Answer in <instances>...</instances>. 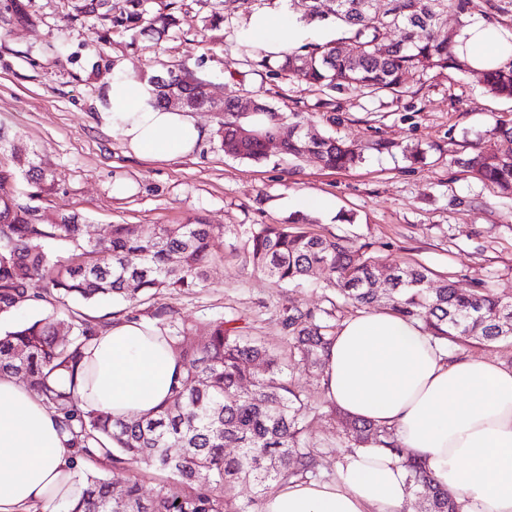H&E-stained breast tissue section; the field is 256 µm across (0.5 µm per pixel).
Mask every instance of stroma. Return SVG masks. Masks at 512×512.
<instances>
[{"label": "stroma", "mask_w": 512, "mask_h": 512, "mask_svg": "<svg viewBox=\"0 0 512 512\" xmlns=\"http://www.w3.org/2000/svg\"><path fill=\"white\" fill-rule=\"evenodd\" d=\"M16 2L0 0V128L16 149L37 151L57 184L42 193L20 178L15 194L45 220L78 215L92 238L106 237L114 224H182L195 215L213 224L224 255L211 263L207 288L151 301L188 320L186 343L197 342L217 318L239 317L248 335L288 355V309L321 305L326 290L318 276L300 287L275 286L245 263L244 230L287 222L280 200L309 192L336 202L335 216L313 214L310 231L379 242L385 267L419 263L460 291L483 280L512 299V197L448 160L449 148L466 155L475 139L484 152H496L498 140L484 131L512 119V100L487 94L478 76L452 70L408 82L399 95L370 97L328 95L255 71L237 51L236 32L253 11L279 9V0H247L212 31L203 21L219 0H149V15L176 18L160 39L113 30L110 19L82 13L83 0H30L25 19L16 17ZM160 60L197 66L216 99L246 104L260 96L280 111L299 113L306 133L367 145L365 160L334 171L309 156L289 159L273 146L260 162L236 158L224 153L216 115L205 111L195 115L206 135L191 155L138 158L105 127L95 102L116 72L140 76ZM407 143L426 148L425 162L403 157L399 147ZM346 213L353 223L343 222ZM292 382L313 407L306 436L320 455L321 480H330L347 431L332 415L320 378L297 372Z\"/></svg>", "instance_id": "1"}]
</instances>
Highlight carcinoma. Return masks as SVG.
Instances as JSON below:
<instances>
[{"label":"carcinoma","instance_id":"1","mask_svg":"<svg viewBox=\"0 0 512 512\" xmlns=\"http://www.w3.org/2000/svg\"><path fill=\"white\" fill-rule=\"evenodd\" d=\"M143 2L85 0L82 12L110 16L112 27L125 31L145 24L161 33L176 24L171 13L146 18ZM245 2L220 0L224 11L214 12L204 26L218 27L223 12ZM373 2L309 0L307 17L330 20L340 30L336 41H308L275 61L263 49L243 44L245 62L326 94L350 90L367 96L399 94L408 80L430 73L469 72L456 55V33L443 35L440 25L450 10L468 14L472 0H386L381 15L369 7ZM174 73L190 78L184 90L206 109V80L185 64L144 76L154 86L156 105L167 107ZM481 79L489 94L512 99V59ZM255 111L267 123L252 127L253 136L240 142L235 156L241 159L262 160L266 141L278 137L292 159L310 152L323 167L347 171L363 163L365 151L373 148L335 137H307L299 113H283L260 99ZM240 126L236 101H225L216 129L220 143L234 140ZM485 134L499 140L496 153H483L476 141L468 156L457 157L450 149L448 159L471 178L512 196V120L496 121ZM20 176L46 190L55 187L54 174L34 152L13 150L0 160V315L42 309L39 317L19 321L0 336V374L23 373L60 428L72 436L80 459L74 479L81 495L65 504V512H231L237 487L246 483L254 487L255 497L238 512H259L262 501L282 484L317 474L320 461L308 446L303 424L310 407L293 389L286 370L314 371L325 363L336 338L333 310L341 303L357 309L381 304L421 324L443 348L471 341L512 342V300L493 293L485 281L468 293L446 278L432 288L434 273L418 264L395 268L382 288L376 258L380 245L374 241L316 235L297 222L252 224L246 230L245 262L279 287L299 285L320 273L339 301L327 298L328 308H288L287 362L261 340L245 335L237 319L221 318L198 342L186 344V320L163 308L151 312L149 319L178 355L182 371L155 413L114 418L82 406L76 393L87 351L111 322L72 304L110 300L133 313L161 292L178 295L204 288L208 264L224 253V243L200 216L151 229L114 224L108 237L86 238L78 216L46 222L36 208L20 202L13 190ZM350 425L349 452L378 446L403 456L393 431L356 419ZM231 445L237 448L233 456L225 453ZM97 465L129 474L120 497H113L112 481L95 470ZM403 466L409 489L429 490L423 512H460L455 495L437 486L421 464L404 456ZM147 470L160 479L146 496L140 476Z\"/></svg>","mask_w":512,"mask_h":512}]
</instances>
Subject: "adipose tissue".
Returning <instances> with one entry per match:
<instances>
[{"instance_id": "obj_1", "label": "adipose tissue", "mask_w": 512, "mask_h": 512, "mask_svg": "<svg viewBox=\"0 0 512 512\" xmlns=\"http://www.w3.org/2000/svg\"><path fill=\"white\" fill-rule=\"evenodd\" d=\"M327 42L289 10L253 12L237 33L279 56L310 35ZM457 54L476 71L512 58V35L469 22ZM153 87L116 74L97 108L140 157L167 161L192 154L205 137L191 113L155 107ZM89 376L78 393L91 407L119 418L148 414L168 397L177 359L158 329L113 319L90 349ZM322 384L346 416L393 430L437 485L455 494L461 512H512V369L434 346L420 324L387 310L345 320L328 350ZM0 512H58L75 498V449L41 398L11 374L0 375ZM399 458L372 447L345 455L336 478L288 482L260 512H405L409 490Z\"/></svg>"}]
</instances>
